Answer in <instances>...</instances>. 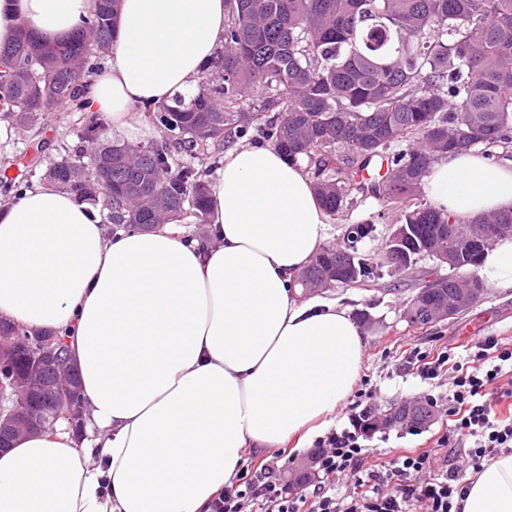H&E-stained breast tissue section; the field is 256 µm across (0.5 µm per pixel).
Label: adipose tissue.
Segmentation results:
<instances>
[{"label": "adipose tissue", "mask_w": 512, "mask_h": 512, "mask_svg": "<svg viewBox=\"0 0 512 512\" xmlns=\"http://www.w3.org/2000/svg\"><path fill=\"white\" fill-rule=\"evenodd\" d=\"M91 0H0V43L18 26L53 41ZM224 0H122L85 107L113 129L193 89L224 33ZM212 241L186 216L106 235L68 193L35 184L0 207V322L65 336L87 423L0 453V512H210L245 449L318 436L359 380L366 349L336 303L293 287L327 238L301 165L271 147L228 151L209 187ZM433 206L466 219L512 207V168L469 151L431 168ZM462 512H512V453L472 476Z\"/></svg>", "instance_id": "1"}]
</instances>
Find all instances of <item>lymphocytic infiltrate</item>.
Here are the masks:
<instances>
[{
  "label": "lymphocytic infiltrate",
  "mask_w": 512,
  "mask_h": 512,
  "mask_svg": "<svg viewBox=\"0 0 512 512\" xmlns=\"http://www.w3.org/2000/svg\"><path fill=\"white\" fill-rule=\"evenodd\" d=\"M419 374L426 379L449 375V435L438 448H451L452 458L438 459L436 450H411L388 465L367 466L366 425L371 413H349L346 423L314 442L310 465L300 473L298 493H290L275 468L259 463L241 470L230 487L211 504V512H460L469 475L485 462L512 452V413L500 410L512 402V344L486 336L466 355L443 350L424 358ZM355 474L351 490L337 493L336 482Z\"/></svg>",
  "instance_id": "obj_1"
}]
</instances>
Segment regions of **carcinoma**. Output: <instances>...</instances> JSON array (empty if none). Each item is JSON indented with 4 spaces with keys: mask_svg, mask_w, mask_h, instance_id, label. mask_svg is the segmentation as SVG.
Here are the masks:
<instances>
[{
    "mask_svg": "<svg viewBox=\"0 0 512 512\" xmlns=\"http://www.w3.org/2000/svg\"><path fill=\"white\" fill-rule=\"evenodd\" d=\"M224 35L197 88L144 112L159 139L143 142L96 116L75 148L41 179L102 210L112 229H151L185 210L203 224L210 169L226 144L256 135L305 165L325 212L356 192L399 208L411 257L448 258L471 273L417 289L416 327L458 288H486L475 274L512 210L461 222L418 201L429 169L448 154L479 148L496 160L512 147V0H225ZM119 0H92L84 25L46 44L24 26L0 45V113L21 127L67 107L82 112L89 77L109 52ZM185 155L210 161L200 168ZM366 222L322 249L296 285L353 287L381 277L360 244Z\"/></svg>",
    "mask_w": 512,
    "mask_h": 512,
    "instance_id": "carcinoma-1",
    "label": "carcinoma"
}]
</instances>
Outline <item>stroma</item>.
I'll use <instances>...</instances> for the list:
<instances>
[{
    "label": "stroma",
    "instance_id": "35a3bbf8",
    "mask_svg": "<svg viewBox=\"0 0 512 512\" xmlns=\"http://www.w3.org/2000/svg\"><path fill=\"white\" fill-rule=\"evenodd\" d=\"M87 115L66 108L47 113L43 123L33 128H11L0 122V207L13 202L11 181L27 171L44 172L59 155L61 146L77 142V134ZM397 209L371 197H357L338 214L329 216L327 244H338L353 224L376 220L378 235L364 241L362 250L372 262L385 255V239L392 224L397 223ZM447 267L424 256L410 269L356 288L335 287L324 291V298L336 301L350 314L366 312L369 323L362 331L366 350L360 380L371 391L374 411L415 398L434 404V419L425 428H389L371 434L366 445L369 462L387 463L411 448L434 447L445 433L448 415L446 402L451 384L448 378L426 380L419 376L416 353L436 355L444 348L471 345L474 336L492 335L512 341V286L491 285L482 300L461 315L432 328H414L404 317V308L424 281L447 274Z\"/></svg>",
    "mask_w": 512,
    "mask_h": 512
}]
</instances>
